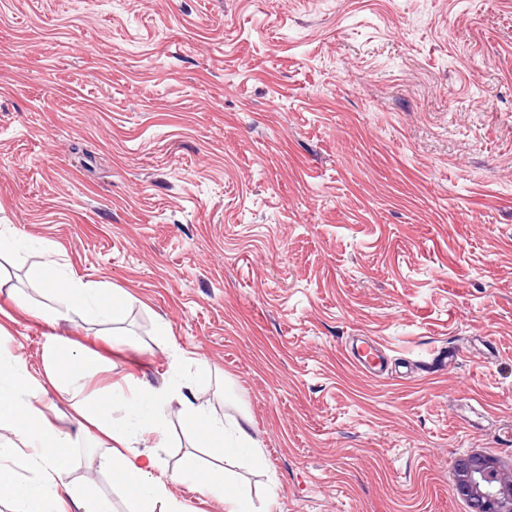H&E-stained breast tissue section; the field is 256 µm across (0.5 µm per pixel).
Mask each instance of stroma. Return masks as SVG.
Masks as SVG:
<instances>
[{
    "label": "stroma",
    "instance_id": "35a3bbf8",
    "mask_svg": "<svg viewBox=\"0 0 512 512\" xmlns=\"http://www.w3.org/2000/svg\"><path fill=\"white\" fill-rule=\"evenodd\" d=\"M2 224L0 349L101 357L39 406L110 512L75 406L134 384L249 421L258 512H468L457 459L512 471V0H0ZM40 244L127 295L120 334L16 306ZM165 420L138 452L222 465ZM350 356L360 367L374 375L383 374L387 370L388 362L378 347V344L369 338L357 340L350 347Z\"/></svg>",
    "mask_w": 512,
    "mask_h": 512
}]
</instances>
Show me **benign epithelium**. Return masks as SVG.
<instances>
[{"instance_id":"obj_1","label":"benign epithelium","mask_w":512,"mask_h":512,"mask_svg":"<svg viewBox=\"0 0 512 512\" xmlns=\"http://www.w3.org/2000/svg\"><path fill=\"white\" fill-rule=\"evenodd\" d=\"M452 490L474 498L480 512H512V473L488 455L458 461Z\"/></svg>"}]
</instances>
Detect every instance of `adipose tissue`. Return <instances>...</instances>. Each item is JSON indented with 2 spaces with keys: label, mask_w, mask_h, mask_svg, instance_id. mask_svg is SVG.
<instances>
[{
  "label": "adipose tissue",
  "mask_w": 512,
  "mask_h": 512,
  "mask_svg": "<svg viewBox=\"0 0 512 512\" xmlns=\"http://www.w3.org/2000/svg\"><path fill=\"white\" fill-rule=\"evenodd\" d=\"M31 275L57 301L56 306L39 310V318L46 323L88 314L118 323L126 315L124 295H108L104 289L66 274L51 248L42 249ZM42 360L43 372L35 377L27 371L22 355L12 353L0 359V430L14 436L11 442H0V487L18 504V512H106L92 492L69 494L70 441L37 406L39 396L50 386L78 396L90 361L57 340L45 345ZM171 396L167 389L136 386L129 393L109 395L100 401L98 411L83 415L90 426L85 434L87 444L107 447L113 478L137 503L136 512H186L184 502L173 493L177 486L220 498L224 512H256L250 492L228 474L205 473L191 460L170 470L156 457L144 458L133 451L134 442L142 436L162 432V412ZM181 404L186 429L202 441L218 442L230 457L260 459L262 450L246 425L224 421L187 396ZM117 405L124 407L126 418L109 422L106 415ZM19 458L38 471V479L18 477L9 463Z\"/></svg>",
  "instance_id": "1"
}]
</instances>
